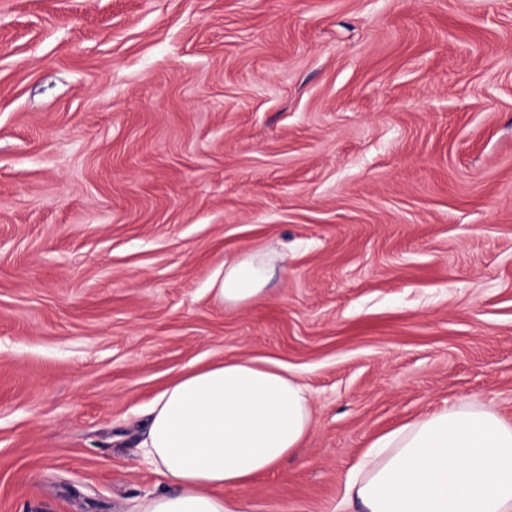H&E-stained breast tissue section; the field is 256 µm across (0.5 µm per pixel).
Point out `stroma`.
<instances>
[{
  "label": "stroma",
  "mask_w": 512,
  "mask_h": 512,
  "mask_svg": "<svg viewBox=\"0 0 512 512\" xmlns=\"http://www.w3.org/2000/svg\"><path fill=\"white\" fill-rule=\"evenodd\" d=\"M237 357L312 411L244 512H336L459 400L512 420V0H0V512L162 491L148 407ZM271 263L258 254H245L224 262L212 276L209 290L214 300L228 307L240 306L259 296L270 280Z\"/></svg>",
  "instance_id": "stroma-1"
}]
</instances>
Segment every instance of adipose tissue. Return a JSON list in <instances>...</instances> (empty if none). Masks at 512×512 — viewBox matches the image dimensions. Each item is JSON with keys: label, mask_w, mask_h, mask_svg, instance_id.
Listing matches in <instances>:
<instances>
[{"label": "adipose tissue", "mask_w": 512, "mask_h": 512, "mask_svg": "<svg viewBox=\"0 0 512 512\" xmlns=\"http://www.w3.org/2000/svg\"><path fill=\"white\" fill-rule=\"evenodd\" d=\"M271 265L245 254L209 289L228 307L263 293ZM312 426L286 364L246 357L183 374L153 402L143 455L166 488L130 512H243L232 489L277 468ZM340 512H512V421L466 400L379 437L349 474Z\"/></svg>", "instance_id": "ef3b65f1"}]
</instances>
